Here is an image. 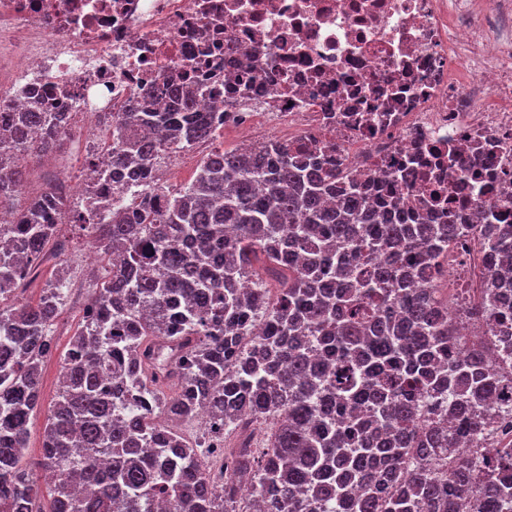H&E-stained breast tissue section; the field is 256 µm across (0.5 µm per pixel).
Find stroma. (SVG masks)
Here are the masks:
<instances>
[{
    "label": "stroma",
    "mask_w": 512,
    "mask_h": 512,
    "mask_svg": "<svg viewBox=\"0 0 512 512\" xmlns=\"http://www.w3.org/2000/svg\"><path fill=\"white\" fill-rule=\"evenodd\" d=\"M64 267L70 271L74 288L62 314L51 328L54 352L44 359L41 367V400L30 421L28 447L23 459L25 468L32 472L37 471L42 459L41 442L46 416L58 392L60 356L67 350L70 338L82 320L84 304L91 302L95 297L97 286L103 276L94 254L86 245L84 231L69 223L60 225L57 243L47 246L45 259L36 277L17 290L16 302H38L46 284Z\"/></svg>",
    "instance_id": "obj_1"
}]
</instances>
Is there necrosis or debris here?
Wrapping results in <instances>:
<instances>
[{"label": "necrosis or debris", "mask_w": 512, "mask_h": 512, "mask_svg": "<svg viewBox=\"0 0 512 512\" xmlns=\"http://www.w3.org/2000/svg\"><path fill=\"white\" fill-rule=\"evenodd\" d=\"M198 85L201 112L354 172L370 204L512 224V0H0V98L40 97L96 156L112 115ZM444 266L490 270L461 233Z\"/></svg>", "instance_id": "obj_1"}]
</instances>
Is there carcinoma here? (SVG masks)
<instances>
[{"mask_svg":"<svg viewBox=\"0 0 512 512\" xmlns=\"http://www.w3.org/2000/svg\"><path fill=\"white\" fill-rule=\"evenodd\" d=\"M117 113L112 160L90 179L132 175L149 197L111 220L52 186L27 198L20 152L62 140L64 113L33 100L0 111V512H36L21 465L40 403L50 328L65 283L35 304L11 295L68 217L96 237L108 273L61 357L62 383L42 437L51 512H512V439L483 455L465 444L512 392V224L480 288L479 331L456 335L431 288L461 224L426 215L379 223L362 186L276 138L215 149L194 180L167 190L153 169L165 145L188 149L219 117L166 88ZM336 198L333 206L328 197ZM271 288H246L253 278ZM174 393L168 395L166 390ZM224 425V475L197 463L170 419ZM448 462V469L439 466Z\"/></svg>","mask_w":512,"mask_h":512,"instance_id":"carcinoma-1","label":"carcinoma"}]
</instances>
